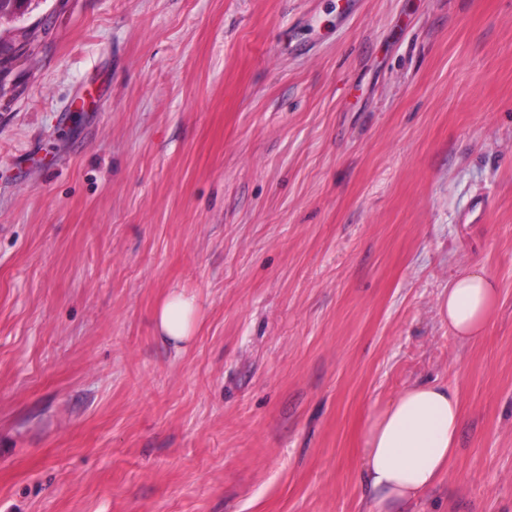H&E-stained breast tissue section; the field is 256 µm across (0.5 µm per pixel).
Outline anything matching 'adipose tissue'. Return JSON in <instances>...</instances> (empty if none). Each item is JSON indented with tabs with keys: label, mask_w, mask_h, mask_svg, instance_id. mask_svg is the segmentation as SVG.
<instances>
[{
	"label": "adipose tissue",
	"mask_w": 512,
	"mask_h": 512,
	"mask_svg": "<svg viewBox=\"0 0 512 512\" xmlns=\"http://www.w3.org/2000/svg\"><path fill=\"white\" fill-rule=\"evenodd\" d=\"M498 288L480 267L456 276L439 299V314L459 341L481 336ZM196 315L194 297L172 291L156 311L159 333L174 341L189 338ZM462 409L456 389L416 383L372 415L363 437L364 485L380 508L410 502L432 488L454 453Z\"/></svg>",
	"instance_id": "obj_1"
}]
</instances>
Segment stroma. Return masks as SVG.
Instances as JSON below:
<instances>
[{"label": "stroma", "instance_id": "1", "mask_svg": "<svg viewBox=\"0 0 512 512\" xmlns=\"http://www.w3.org/2000/svg\"><path fill=\"white\" fill-rule=\"evenodd\" d=\"M0 53V512H379L422 382L458 448L394 512H512V0H31ZM498 296L496 283L476 266L463 271L439 299L441 320L461 342L481 336ZM195 298L180 291H172L156 311L159 333L173 341L189 338L196 315ZM462 409L456 389L416 383L372 415L363 437V484L384 510L432 488L454 453Z\"/></svg>", "mask_w": 512, "mask_h": 512}]
</instances>
